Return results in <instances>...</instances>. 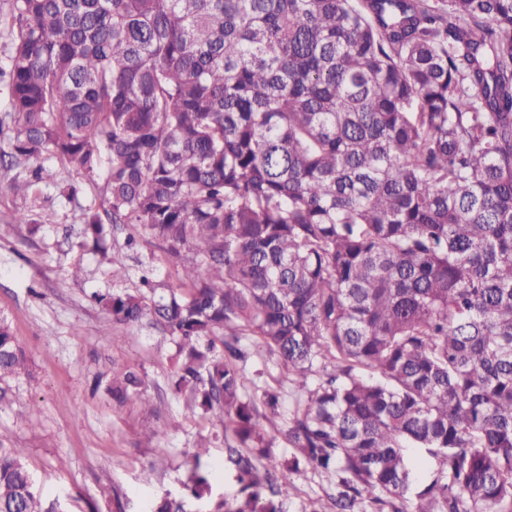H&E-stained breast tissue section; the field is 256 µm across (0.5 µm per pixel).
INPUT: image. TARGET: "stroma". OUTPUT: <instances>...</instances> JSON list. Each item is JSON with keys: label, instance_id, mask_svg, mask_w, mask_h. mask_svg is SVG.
<instances>
[{"label": "stroma", "instance_id": "obj_1", "mask_svg": "<svg viewBox=\"0 0 512 512\" xmlns=\"http://www.w3.org/2000/svg\"><path fill=\"white\" fill-rule=\"evenodd\" d=\"M40 195L14 194L13 178L25 169L0 171V312L27 355V371L6 381L0 402V444L21 448L45 498H62L70 512H146L166 492H178L185 462L198 443L206 459L215 500L239 495L222 429L190 413L172 391L174 346L148 323L114 324L93 299L115 289L134 290L144 266L162 287L182 285L191 252L171 257L146 232L130 224L111 227L106 254L81 243L88 205L107 207L103 180L50 160L44 164ZM78 185L75 199L57 196L54 185ZM33 209L38 225L11 220ZM122 256L126 271L113 277L109 257ZM134 368L140 371L154 413L137 398L116 405L96 380ZM283 512H304L310 500L332 487L305 470L280 479Z\"/></svg>", "mask_w": 512, "mask_h": 512}]
</instances>
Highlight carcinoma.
<instances>
[{
	"instance_id": "carcinoma-1",
	"label": "carcinoma",
	"mask_w": 512,
	"mask_h": 512,
	"mask_svg": "<svg viewBox=\"0 0 512 512\" xmlns=\"http://www.w3.org/2000/svg\"><path fill=\"white\" fill-rule=\"evenodd\" d=\"M0 38V167L36 165L11 189L55 158L195 254L181 288L98 300L160 326L186 408L236 439L246 497L213 512H282L244 338L286 370V470L336 488L311 512H512V0H9ZM107 232L88 208L84 242ZM25 371L1 316L0 382ZM144 385L105 390L151 412ZM206 452L149 512L208 507ZM0 512H65L22 448Z\"/></svg>"
}]
</instances>
